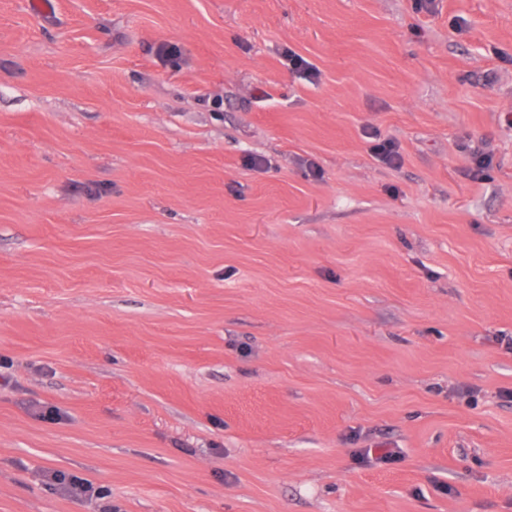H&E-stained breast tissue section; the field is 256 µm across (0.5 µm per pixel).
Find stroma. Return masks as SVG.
<instances>
[{"label": "stroma", "instance_id": "1", "mask_svg": "<svg viewBox=\"0 0 512 512\" xmlns=\"http://www.w3.org/2000/svg\"><path fill=\"white\" fill-rule=\"evenodd\" d=\"M0 373V512H512V0H0ZM52 479L61 486L65 494L75 498L93 496V485L88 480L78 477H67L63 473H54Z\"/></svg>", "mask_w": 512, "mask_h": 512}]
</instances>
